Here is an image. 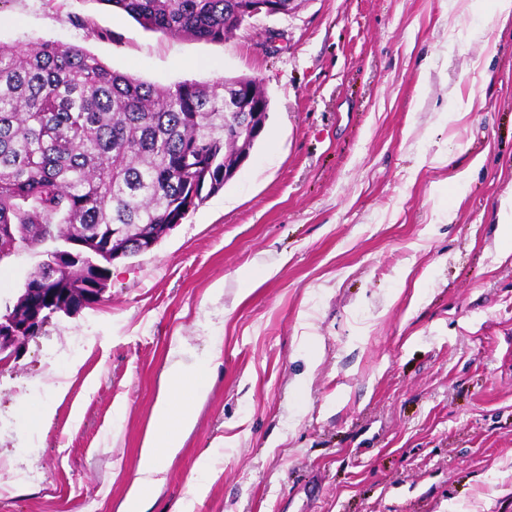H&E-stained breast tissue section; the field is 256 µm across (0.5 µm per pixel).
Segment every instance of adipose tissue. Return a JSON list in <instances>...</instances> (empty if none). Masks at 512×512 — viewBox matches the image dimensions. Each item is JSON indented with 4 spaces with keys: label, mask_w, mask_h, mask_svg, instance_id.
Listing matches in <instances>:
<instances>
[{
    "label": "adipose tissue",
    "mask_w": 512,
    "mask_h": 512,
    "mask_svg": "<svg viewBox=\"0 0 512 512\" xmlns=\"http://www.w3.org/2000/svg\"><path fill=\"white\" fill-rule=\"evenodd\" d=\"M211 359L198 362L191 369L174 363L167 372L165 385L157 399L154 418L162 429L160 436H147L138 459L135 482L138 488H149L160 482L164 472L162 461L181 447L180 433L192 428L194 414L184 407L185 394L205 397L210 390Z\"/></svg>",
    "instance_id": "adipose-tissue-1"
}]
</instances>
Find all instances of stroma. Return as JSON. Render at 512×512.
<instances>
[{
	"mask_svg": "<svg viewBox=\"0 0 512 512\" xmlns=\"http://www.w3.org/2000/svg\"><path fill=\"white\" fill-rule=\"evenodd\" d=\"M44 40L155 85L250 76L270 111L224 190L0 363V456L26 473L0 512H123L162 373L211 354L147 512H512V21L299 0L216 43L0 0V45ZM38 262L0 263L1 307Z\"/></svg>",
	"mask_w": 512,
	"mask_h": 512,
	"instance_id": "1",
	"label": "stroma"
}]
</instances>
